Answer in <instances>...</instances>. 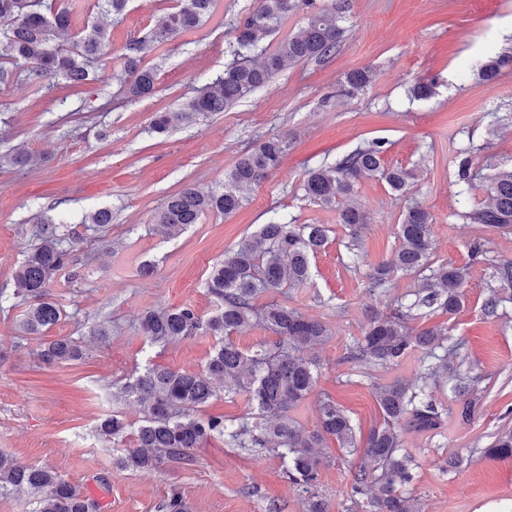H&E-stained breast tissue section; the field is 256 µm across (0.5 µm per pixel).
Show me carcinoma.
Segmentation results:
<instances>
[{
  "label": "carcinoma",
  "instance_id": "1",
  "mask_svg": "<svg viewBox=\"0 0 512 512\" xmlns=\"http://www.w3.org/2000/svg\"><path fill=\"white\" fill-rule=\"evenodd\" d=\"M128 0H97L105 16L115 18L126 11ZM217 0H180L156 16L149 33L129 40L122 52L123 69L117 81L131 99L149 96L156 73L143 65L144 58L172 38L191 32L208 20ZM305 15L302 29L280 40L260 63L235 60L224 74L204 85L183 105L159 113L154 126L164 132L207 112H222L251 92L268 86L279 72L294 65L335 56L342 46L351 0H255L252 11L237 26L239 51L250 53L263 44L294 12ZM72 26L71 9L51 0H0V83H8L14 68L24 66L25 80L39 87L49 79H60L74 92L108 52L110 33L104 24L94 23L63 44L58 35ZM512 56L497 57L479 68L483 82L494 84ZM374 80L368 69L345 74L342 92L355 96ZM286 150L280 138H269L255 150L242 155L224 174V190H203L193 184L169 197L156 215V224L169 237L181 235L210 212L230 215L246 205L254 189L276 169ZM384 142L362 143L331 165L307 172L302 184L304 197L326 209L338 211V221L348 231L344 247L356 263L361 258L358 232L365 213L356 204L358 185L364 179L383 181L399 196H405L420 177L418 166H389ZM473 146L458 149L455 183L460 209L455 216L463 224H484L504 234L512 232V163L494 166L482 175L474 170ZM480 186L485 199L477 206L469 195ZM84 222L107 232L112 212L99 209ZM324 224H295L275 216L260 225L248 240L212 267L206 286L216 299L209 317L200 316L188 305L148 311L141 319L144 336L151 342L172 343L202 330L217 340V347L198 372L179 371L151 365L120 388L122 397L145 408L141 423L129 429L121 415L100 418L98 434L112 447L124 445L116 464L122 469L153 472L169 464L189 465L193 451L211 438L228 439L244 449L265 448L283 462L288 479L299 486L305 498V512H328L326 501L316 492L320 468L327 459V441L340 450L356 452L372 463L360 465L354 473L350 498L367 512H418L408 486L413 480L412 460L402 452L401 432H433L443 426L445 409L434 397L430 385L457 355L459 345L451 343L448 327L439 324L419 330L409 327L415 309H437L450 316L465 305L463 288L469 267L489 262L484 244L475 243L469 262L457 265L433 257L432 216L417 202H411L396 225L398 246L392 261L380 263L370 274V288L383 293L397 274L415 276L421 289L410 304L402 302L390 313L371 311L363 335L348 347L352 363L390 367L412 352L421 354L413 385L398 380L376 387L382 424L372 428L359 445L355 428L344 409L331 397L319 406L318 428L305 433L289 412L303 402L317 382V363L300 355L302 349L323 343L329 327L306 317L286 303L260 304L261 296L282 288H301L311 276V257L327 244ZM38 243L30 249L13 275L14 288L0 291V303L17 299L26 305L19 324L20 340H40L37 356L45 363L69 364L84 357V347L74 336L41 341L44 334L64 315L48 286L62 271L77 278L70 269L71 255L80 239L45 222L37 228ZM491 278L497 288L485 299L486 316L497 314L504 301L499 290H512V260L490 262ZM249 326H260L276 336L268 346L243 350L232 334ZM222 380L244 389L256 411V420L228 426L224 418H203L199 412L216 396L213 381ZM497 456L512 457V431L501 433L488 449ZM25 490L35 503L34 512H99V506L84 497L57 473L23 464L0 453V495Z\"/></svg>",
  "mask_w": 512,
  "mask_h": 512
}]
</instances>
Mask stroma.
I'll return each instance as SVG.
<instances>
[{"instance_id": "35a3bbf8", "label": "stroma", "mask_w": 512, "mask_h": 512, "mask_svg": "<svg viewBox=\"0 0 512 512\" xmlns=\"http://www.w3.org/2000/svg\"><path fill=\"white\" fill-rule=\"evenodd\" d=\"M174 4L130 0L124 16L110 23L105 68L79 94L51 81L38 90L20 78L0 84V289L12 288L39 222L48 219L76 232L80 243L72 267L78 277L60 274L50 285L65 311L51 333L87 340L83 360L43 363L31 346L15 345L22 307L0 308V452L58 473L81 494L99 488L101 512H160L174 490L188 512H305L304 493L288 480L276 455L215 438L194 450L192 466L133 472L117 466L118 452L102 442L96 424L112 413L139 424V407L118 392L147 366L194 372L204 367L214 337L200 332L152 343L139 330L140 316L183 305L209 316L215 308L206 287L212 267L275 215L331 229L312 261L309 282L266 296L331 330L310 352L319 377L293 417L313 431L319 402L329 396L361 430L379 421L376 386L414 381L420 356L386 369L350 363L346 352L362 334L367 308L410 302L418 289L410 276L396 277L383 297L368 288L373 268L394 257L395 226L408 201L420 202L433 218L437 260L466 263L476 242L484 243L490 258L512 259V234L458 223L454 177V149L460 145H485L475 160L479 167L490 157L512 158V125L487 133L489 112L512 102V68L491 86L476 75L487 59L512 54V0H352L336 57L295 65L225 111L158 133L152 128L156 113L187 102L223 75L238 48L236 26L253 0H219L200 28L149 53L144 64L157 73L155 89L150 97L128 99L112 79L123 66L122 49ZM364 68L373 71V84L355 97L338 96L344 74ZM422 79L436 82L433 98L409 96ZM272 136L283 137L288 147L244 208L230 216L206 214L174 239L156 231L155 216L168 197L188 183L223 186L240 155ZM375 138L387 143L386 164L419 162L423 173L406 197L377 180H362L357 201L368 217L360 234L363 259L349 268L347 232L336 211L310 202L302 183L308 170ZM19 148L33 155L32 166L7 163ZM101 208L112 212L103 235L83 222ZM145 263L154 267L151 276L139 274ZM490 282L486 265H473L460 312L450 317L434 310L412 322L417 329L448 325L450 336L463 344L453 366L472 377L471 394L478 399L474 417L463 421L453 381L439 380L435 395L448 411L443 427L403 434V448L415 463L412 493L420 512H512V458L486 453L500 431L512 429V303L503 304L497 316H485ZM101 323L110 329L104 343L88 336ZM329 453L316 490L330 512H349L361 456L336 447ZM456 453L464 465L446 471L448 456Z\"/></svg>"}]
</instances>
